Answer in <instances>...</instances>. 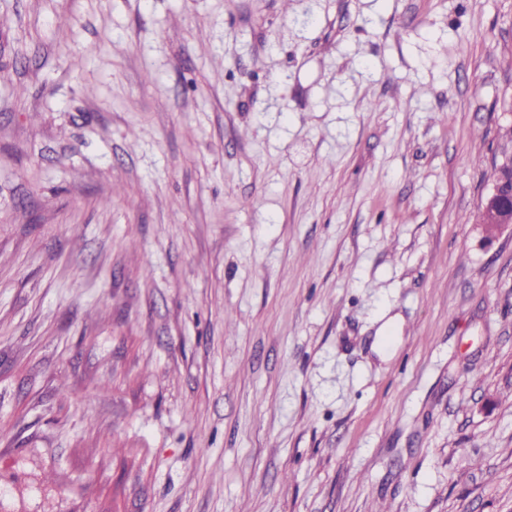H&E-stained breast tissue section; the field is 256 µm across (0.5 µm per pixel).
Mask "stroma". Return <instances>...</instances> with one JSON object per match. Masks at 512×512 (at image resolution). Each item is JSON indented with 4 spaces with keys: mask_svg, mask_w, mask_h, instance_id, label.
Instances as JSON below:
<instances>
[{
    "mask_svg": "<svg viewBox=\"0 0 512 512\" xmlns=\"http://www.w3.org/2000/svg\"><path fill=\"white\" fill-rule=\"evenodd\" d=\"M505 150L512 0H0V512H512Z\"/></svg>",
    "mask_w": 512,
    "mask_h": 512,
    "instance_id": "stroma-1",
    "label": "stroma"
}]
</instances>
